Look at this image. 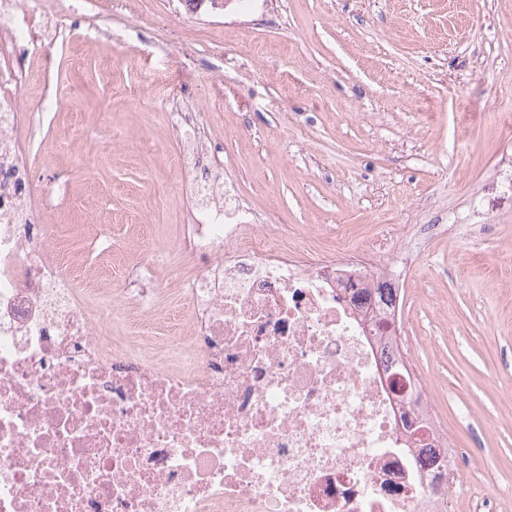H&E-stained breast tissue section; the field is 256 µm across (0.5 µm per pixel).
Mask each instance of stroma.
I'll use <instances>...</instances> for the list:
<instances>
[{"mask_svg":"<svg viewBox=\"0 0 512 512\" xmlns=\"http://www.w3.org/2000/svg\"><path fill=\"white\" fill-rule=\"evenodd\" d=\"M93 2L68 39L45 34L52 65L31 61L22 95L44 116L30 173L67 190L54 221L74 273L117 292L165 247L158 314L177 335L174 290L198 269L180 255L189 203L152 83L164 68L208 113L239 193L313 251L340 231L390 263L412 225H446L407 265L403 341L450 443L476 450L449 512L512 485V269L491 257L512 247V0ZM91 26L105 33L93 44ZM478 224L493 227L482 246Z\"/></svg>","mask_w":512,"mask_h":512,"instance_id":"stroma-1","label":"stroma"}]
</instances>
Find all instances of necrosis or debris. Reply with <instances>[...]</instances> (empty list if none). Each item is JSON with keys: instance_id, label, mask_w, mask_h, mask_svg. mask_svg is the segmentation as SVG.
Returning <instances> with one entry per match:
<instances>
[{"instance_id": "4bbe7bcc", "label": "necrosis or debris", "mask_w": 512, "mask_h": 512, "mask_svg": "<svg viewBox=\"0 0 512 512\" xmlns=\"http://www.w3.org/2000/svg\"><path fill=\"white\" fill-rule=\"evenodd\" d=\"M0 0V512H448L441 482L459 457L435 426L428 385L410 371L396 266L354 258L344 236L308 244L228 198L215 168L194 198L183 246L199 272L178 293L179 336L155 332L162 255L128 270L120 300L83 287L61 262L53 202L28 174L39 120L23 112L41 43ZM181 172L216 160L207 115L171 109ZM98 301L139 317L105 336ZM406 373L402 392L393 375Z\"/></svg>"}]
</instances>
